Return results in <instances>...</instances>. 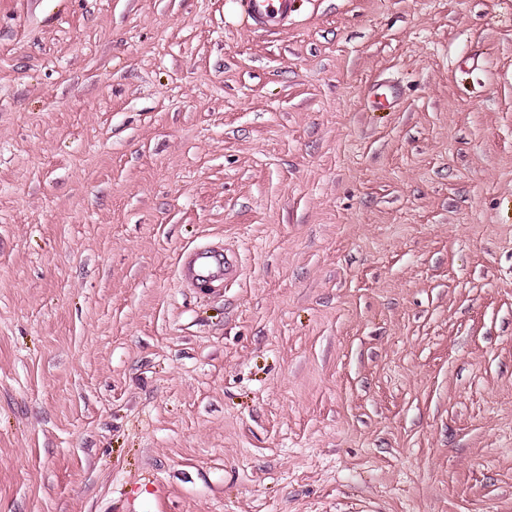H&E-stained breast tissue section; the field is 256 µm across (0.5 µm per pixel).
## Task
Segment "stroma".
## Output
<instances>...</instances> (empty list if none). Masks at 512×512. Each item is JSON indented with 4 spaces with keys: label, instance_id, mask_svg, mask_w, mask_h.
<instances>
[{
    "label": "stroma",
    "instance_id": "35a3bbf8",
    "mask_svg": "<svg viewBox=\"0 0 512 512\" xmlns=\"http://www.w3.org/2000/svg\"><path fill=\"white\" fill-rule=\"evenodd\" d=\"M0 512H512V0H0ZM247 19L260 29H275L288 24L294 0H244ZM181 278L200 284L226 282L237 274L235 263L226 253L211 249L184 251L178 261Z\"/></svg>",
    "mask_w": 512,
    "mask_h": 512
}]
</instances>
